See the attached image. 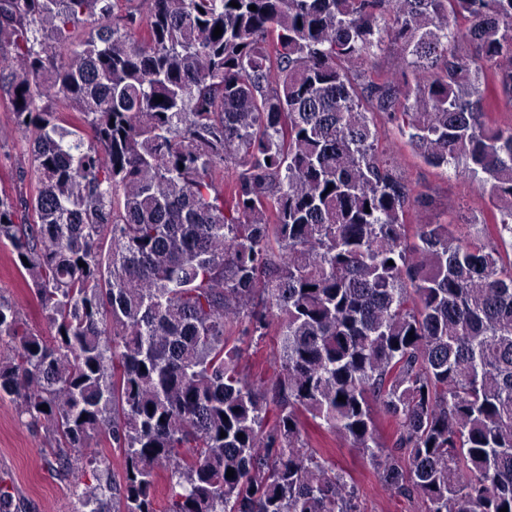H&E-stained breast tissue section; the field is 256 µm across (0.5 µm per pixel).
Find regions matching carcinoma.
<instances>
[{
    "label": "carcinoma",
    "instance_id": "1",
    "mask_svg": "<svg viewBox=\"0 0 512 512\" xmlns=\"http://www.w3.org/2000/svg\"><path fill=\"white\" fill-rule=\"evenodd\" d=\"M131 2L0 0L30 186L0 194V243L51 329L0 298V395L61 470L123 458L68 512H360L305 418L425 512H512V0ZM378 116L465 161L491 241L408 237L422 197ZM246 349L244 358L241 361L245 371L256 370L258 366H267L274 356L280 353L279 336L276 335V328H272L268 336L262 340H246L243 345Z\"/></svg>",
    "mask_w": 512,
    "mask_h": 512
}]
</instances>
